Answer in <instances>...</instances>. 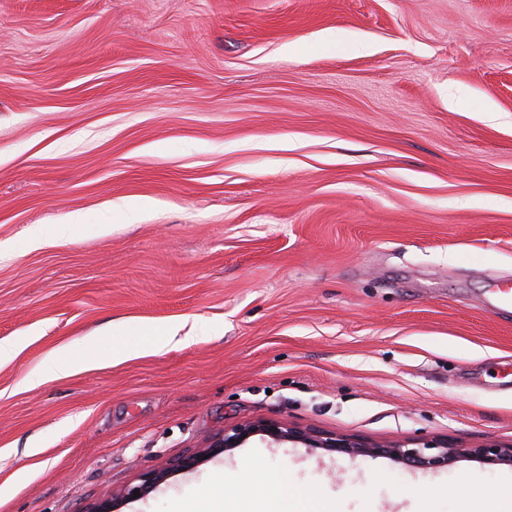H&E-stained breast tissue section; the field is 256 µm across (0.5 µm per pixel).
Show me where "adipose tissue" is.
Segmentation results:
<instances>
[{"instance_id":"ef3b65f1","label":"adipose tissue","mask_w":512,"mask_h":512,"mask_svg":"<svg viewBox=\"0 0 512 512\" xmlns=\"http://www.w3.org/2000/svg\"><path fill=\"white\" fill-rule=\"evenodd\" d=\"M277 501L278 512H312L311 508H297L294 501L281 492L278 480L267 478L260 466H253L246 496L231 490H216L207 504H190L183 512H267L269 501Z\"/></svg>"}]
</instances>
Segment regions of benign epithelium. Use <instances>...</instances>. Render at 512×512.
I'll return each instance as SVG.
<instances>
[{
    "instance_id": "benign-epithelium-1",
    "label": "benign epithelium",
    "mask_w": 512,
    "mask_h": 512,
    "mask_svg": "<svg viewBox=\"0 0 512 512\" xmlns=\"http://www.w3.org/2000/svg\"><path fill=\"white\" fill-rule=\"evenodd\" d=\"M260 435L274 444H302L307 448H323L352 458L388 457L397 462L414 468H435L449 465L452 461L471 456L489 464H512V443L487 441L473 447H455L446 443L425 444L410 448L403 444H381L360 441L336 434L319 432L309 428L290 426L284 422L273 420H257L225 431L207 440L203 446L193 453L183 456L169 467L144 473L137 484H127L112 491V496L96 503L86 512H112V502L133 498L139 492L143 498L158 485L167 480L170 474L195 469L204 458H214L233 448H238L249 438Z\"/></svg>"
}]
</instances>
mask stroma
<instances>
[{
	"label": "stroma",
	"mask_w": 512,
	"mask_h": 512,
	"mask_svg": "<svg viewBox=\"0 0 512 512\" xmlns=\"http://www.w3.org/2000/svg\"><path fill=\"white\" fill-rule=\"evenodd\" d=\"M506 280L512 0H0V512H85L259 419L511 442ZM254 461L317 512L512 490L256 436L116 510L243 491ZM181 328V325L178 323H171L161 326L154 324L143 325V331L147 336H160L151 344L152 348L155 350L163 349L172 344L175 341V338L178 336Z\"/></svg>",
	"instance_id": "1"
}]
</instances>
